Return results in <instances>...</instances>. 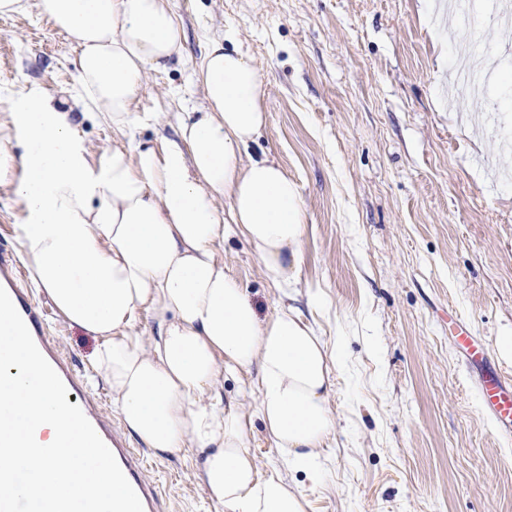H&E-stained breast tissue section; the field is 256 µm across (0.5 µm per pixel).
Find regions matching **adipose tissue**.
Listing matches in <instances>:
<instances>
[{"label": "adipose tissue", "mask_w": 512, "mask_h": 512, "mask_svg": "<svg viewBox=\"0 0 512 512\" xmlns=\"http://www.w3.org/2000/svg\"><path fill=\"white\" fill-rule=\"evenodd\" d=\"M35 11L78 47L73 107L38 87L0 89V187L20 207L18 255L32 288L69 327L92 336L89 366L126 428L155 455L193 449L197 476L223 512H305L279 470L261 472L223 378L256 369L258 412L289 470L321 473L336 429L333 374L343 338L325 342L292 307L259 319L218 256L225 225L262 274L291 287L305 214L296 183L266 157L243 159L267 123L253 58L211 41L196 65L204 105L161 148L93 153L78 115L124 135L157 121L137 109L148 71L180 59L169 0H0ZM150 311L158 332L135 331Z\"/></svg>", "instance_id": "1"}]
</instances>
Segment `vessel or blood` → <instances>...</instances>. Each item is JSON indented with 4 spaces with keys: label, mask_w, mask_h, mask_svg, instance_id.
Returning <instances> with one entry per match:
<instances>
[{
    "label": "vessel or blood",
    "mask_w": 512,
    "mask_h": 512,
    "mask_svg": "<svg viewBox=\"0 0 512 512\" xmlns=\"http://www.w3.org/2000/svg\"><path fill=\"white\" fill-rule=\"evenodd\" d=\"M0 281L7 291L36 345L64 382L68 403L79 404L99 436L113 452L126 478L137 492L144 512H167L166 501L159 488L145 475L142 461L130 448L98 401L78 399L79 376L67 356L60 350L54 336L44 328V313L31 301L23 286L21 272L16 268L7 249L0 248ZM448 329L454 345L468 365L479 367L481 373L475 383L476 395L484 413L504 437H512V375L488 367V347L481 337L472 335L456 314H449Z\"/></svg>",
    "instance_id": "vessel-or-blood-1"
}]
</instances>
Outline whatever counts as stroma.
<instances>
[{"label":"stroma","mask_w":512,"mask_h":512,"mask_svg":"<svg viewBox=\"0 0 512 512\" xmlns=\"http://www.w3.org/2000/svg\"><path fill=\"white\" fill-rule=\"evenodd\" d=\"M445 0H170L185 29L182 59L149 72L137 109L158 124L133 128L128 149L173 136L203 101L196 64L209 40L261 68L264 130L248 153L276 160L305 210L302 262L290 293L271 286L252 248L226 228L219 253L260 317L297 308L323 340L348 333L347 363L330 406L339 426L324 473H288L306 512H512V442L482 412L478 372L453 346L448 314L482 337L490 362L512 372L497 340L512 335V153L475 123L485 100L451 81ZM468 25L493 63L512 68V25H487L471 0ZM71 38L35 13L0 16V82L69 97ZM320 291L331 306H310ZM50 331L80 376L92 341L53 315ZM255 372L224 380L261 471L279 463L252 390ZM168 512H221L196 475L191 449L158 457L139 440Z\"/></svg>","instance_id":"stroma-1"}]
</instances>
